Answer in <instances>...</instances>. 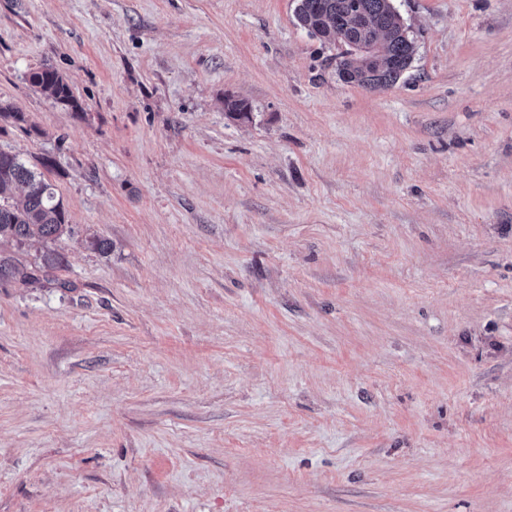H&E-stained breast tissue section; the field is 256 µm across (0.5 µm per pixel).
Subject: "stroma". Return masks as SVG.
I'll list each match as a JSON object with an SVG mask.
<instances>
[{
  "instance_id": "stroma-1",
  "label": "stroma",
  "mask_w": 512,
  "mask_h": 512,
  "mask_svg": "<svg viewBox=\"0 0 512 512\" xmlns=\"http://www.w3.org/2000/svg\"><path fill=\"white\" fill-rule=\"evenodd\" d=\"M393 4L368 89L297 0H0L73 228L0 281V512H512V0ZM28 80L33 87L48 93L57 104L70 107L76 115L83 117L85 112L74 97L69 83L56 69L46 67L33 71ZM57 262V254L50 250L42 258L41 265H27L19 258L12 255H2L0 253V280H15L22 283H33L39 278L38 272L42 269L51 268Z\"/></svg>"
}]
</instances>
